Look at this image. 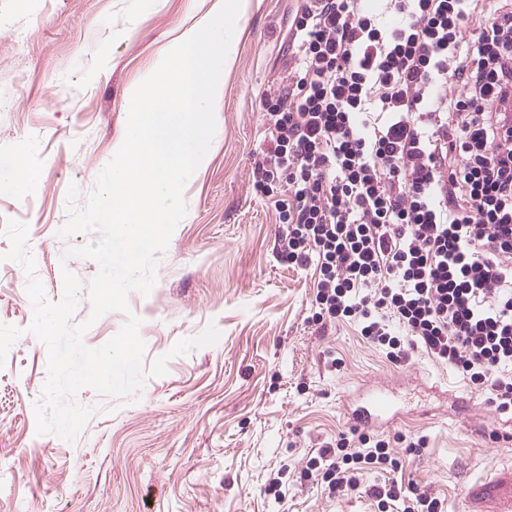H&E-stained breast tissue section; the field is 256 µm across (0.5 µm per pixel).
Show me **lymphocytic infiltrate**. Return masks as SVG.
Returning <instances> with one entry per match:
<instances>
[{
  "instance_id": "lymphocytic-infiltrate-1",
  "label": "lymphocytic infiltrate",
  "mask_w": 512,
  "mask_h": 512,
  "mask_svg": "<svg viewBox=\"0 0 512 512\" xmlns=\"http://www.w3.org/2000/svg\"><path fill=\"white\" fill-rule=\"evenodd\" d=\"M297 2L255 188L288 189L279 254L319 271L311 323H355L394 363L423 351L512 416V7ZM423 446L353 428L300 478L377 512H445L396 477L398 449Z\"/></svg>"
}]
</instances>
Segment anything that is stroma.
<instances>
[{"label": "stroma", "mask_w": 512, "mask_h": 512, "mask_svg": "<svg viewBox=\"0 0 512 512\" xmlns=\"http://www.w3.org/2000/svg\"><path fill=\"white\" fill-rule=\"evenodd\" d=\"M214 0H0V154L25 156L34 180L0 198V219L27 223V248L48 301L63 270L89 283L99 265L64 259L92 233L59 238L69 185L85 205L126 135L130 91ZM294 0H249L236 61L217 100L218 129L187 182L177 225L149 295L128 312L88 323L80 291L72 324L88 347L107 343L128 316L141 319L146 375L131 403L86 388L93 415L74 442L38 434L34 409L48 352L28 328L33 308L23 268L1 255L0 324L22 329L0 368V512H277L266 488L288 469V512H374L365 498L337 500L302 485L299 470L351 426L365 388L384 385L397 419L381 433L424 438L402 453V476L458 512L466 481L512 462V431L462 374L422 351L403 363L362 339L357 324H309L313 266L278 256L274 199L257 194L255 159L267 145L261 102L282 87Z\"/></svg>", "instance_id": "1"}]
</instances>
